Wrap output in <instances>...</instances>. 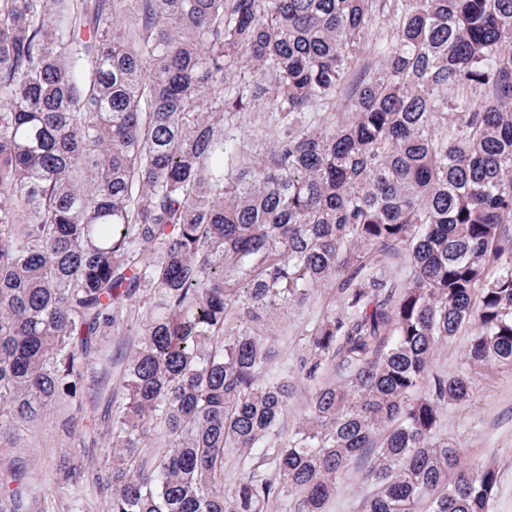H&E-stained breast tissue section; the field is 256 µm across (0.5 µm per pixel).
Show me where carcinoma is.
<instances>
[{
  "label": "carcinoma",
  "instance_id": "cac0c4a2",
  "mask_svg": "<svg viewBox=\"0 0 512 512\" xmlns=\"http://www.w3.org/2000/svg\"><path fill=\"white\" fill-rule=\"evenodd\" d=\"M511 228L512 0H0V436L51 407L108 436L61 472L107 512H326L366 452L361 512H488L498 472L436 436L471 382L432 364L469 324L512 363ZM342 268L289 433L228 326Z\"/></svg>",
  "mask_w": 512,
  "mask_h": 512
}]
</instances>
